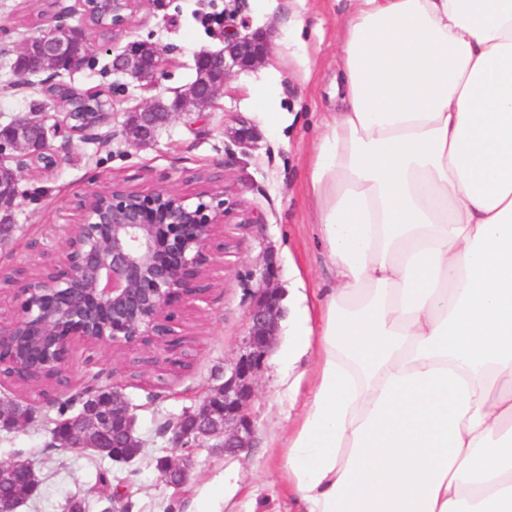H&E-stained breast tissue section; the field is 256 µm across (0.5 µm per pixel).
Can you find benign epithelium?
Returning a JSON list of instances; mask_svg holds the SVG:
<instances>
[{
    "label": "benign epithelium",
    "instance_id": "1",
    "mask_svg": "<svg viewBox=\"0 0 512 512\" xmlns=\"http://www.w3.org/2000/svg\"><path fill=\"white\" fill-rule=\"evenodd\" d=\"M141 0H85L82 20L69 25L58 16H47L38 35L25 38L10 65L15 85L37 83L48 101L24 115L0 124V206L10 208L19 196L18 172L36 167L55 168L59 159L47 145L45 125L49 111L60 114L56 124L72 136L86 138L108 123L114 112H97L76 125L71 113L55 101L53 84L35 77L58 69L70 77L89 64L94 49L103 45L92 39L87 23L91 10L112 5V30L127 27ZM270 52V36L261 31L242 35L224 32V49L195 56V69L217 79L189 86L170 99L155 98L130 113V142L140 144L154 138L161 124L191 109L203 111L214 103L234 74L264 63ZM164 58L160 48L146 41H132L113 56L112 72L137 82L151 84L160 73ZM236 146L252 148L257 130L242 123L232 131ZM16 160V167L3 164ZM233 189L209 194H187L167 187L140 189L113 181L107 190L85 192L77 205V220L69 225L66 243L43 266L51 276L35 279L25 273L0 289L14 304L9 315L0 314V369L49 371L68 367L72 347L85 343L114 351L141 350L148 354L147 366L168 372L185 366L178 356L180 342L176 307L188 303L203 310L210 284L207 272L209 247L224 239V252L232 248L229 225L247 227L261 223L253 210L231 199ZM274 270L266 266L247 317L243 351L224 368V383L212 389L202 402L173 421L172 443L186 451L175 460L162 458V477L178 489L187 480V460L199 448H220L237 454L252 447L254 424L249 406L255 397L256 376L272 351L279 331L282 309ZM127 422L124 433L109 434V423ZM26 422L16 413V404L0 403V427ZM135 418L129 403L112 388V404H97L90 418L83 414L56 420V434H65L62 447L72 450L129 455L143 442L135 435ZM20 472L35 494L38 484L32 466L24 461L0 464V473Z\"/></svg>",
    "mask_w": 512,
    "mask_h": 512
}]
</instances>
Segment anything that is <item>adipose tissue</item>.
<instances>
[{
    "mask_svg": "<svg viewBox=\"0 0 512 512\" xmlns=\"http://www.w3.org/2000/svg\"><path fill=\"white\" fill-rule=\"evenodd\" d=\"M309 170L298 512H512V0H357Z\"/></svg>",
    "mask_w": 512,
    "mask_h": 512,
    "instance_id": "ef3b65f1",
    "label": "adipose tissue"
}]
</instances>
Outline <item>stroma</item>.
Wrapping results in <instances>:
<instances>
[{"label": "stroma", "instance_id": "1", "mask_svg": "<svg viewBox=\"0 0 512 512\" xmlns=\"http://www.w3.org/2000/svg\"><path fill=\"white\" fill-rule=\"evenodd\" d=\"M355 5L356 0H145L127 30L111 39L110 51H95L90 66L74 76L78 90L112 96V121L87 139L65 132L50 136L49 147L62 156V164L48 173H22L14 206L0 212V223L10 227L0 237V277L34 267L61 250L80 195L107 188L116 178L131 186L165 185L192 194L228 182L263 222L236 231L237 246L230 256L211 253L208 304L200 312L187 304L179 313L188 339V368L161 377L154 368L134 367L140 356L136 350L72 348L69 383L54 390V397L76 396L90 380L121 388L143 442L131 464L91 451L50 447L51 421L57 416L53 408L39 407L26 426L0 429V463L25 460L40 481L19 512H63L74 496L85 500L87 512L112 506L117 512H294L285 451L268 447L267 441L287 432L308 394L304 385L287 392L283 377L311 372L315 355L307 353L292 365L279 361L278 352L288 349L287 327H280L276 352L256 378L249 407L255 425L252 448L236 456L218 448L197 450L189 478L178 489L166 484L156 460L182 456V449L164 434V423L222 384L225 365L239 354L257 273L273 264L275 287L283 291L296 285L312 310L329 286L310 206L309 165L323 118L336 109L330 93L340 66L338 31ZM78 6V0H0V63L23 38L36 34L38 13L60 14L72 24ZM208 14L225 15L230 26L246 20L251 29L270 31V59L231 77L212 107L173 118L151 142L131 144L125 133L129 112L151 98L174 97L194 80L195 56L223 47V29L203 23ZM131 41L151 42L164 51L166 63L152 88L108 71L111 51ZM267 86L275 90V108L283 114L278 127L259 124L256 117L258 93ZM243 121L260 133L245 154L224 135ZM103 472L111 479L106 491L98 482Z\"/></svg>", "mask_w": 512, "mask_h": 512}]
</instances>
